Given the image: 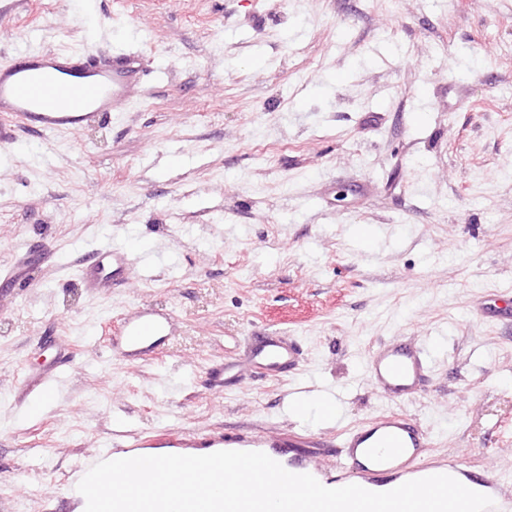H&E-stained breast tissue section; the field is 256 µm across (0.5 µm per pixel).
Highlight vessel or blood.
Instances as JSON below:
<instances>
[{"mask_svg": "<svg viewBox=\"0 0 512 512\" xmlns=\"http://www.w3.org/2000/svg\"><path fill=\"white\" fill-rule=\"evenodd\" d=\"M146 72L141 54L123 50L107 56L34 51L24 60L0 61V144L11 143L15 125H36L46 133L75 132L90 121L111 119L117 106L128 100L131 88ZM95 265L82 276L87 288L124 287L131 267L130 254L123 247H102ZM167 335L166 317L141 311L123 320L113 345L126 359L154 353ZM299 353L295 342L279 336H265L249 353L251 363L263 374L284 372ZM369 376L388 399L400 400L419 394L431 373L428 347L405 341L384 343L369 356ZM308 438L267 439L226 432L195 440L198 448H230L261 451L281 465H288L292 448L308 447ZM432 444L429 433L407 415L388 412L375 420L353 427L340 441V475L330 477L319 469L311 474L325 487L350 484L378 492L394 489L415 479L447 474L465 486L479 485L494 504L489 512H512V493L504 491L497 479L474 480L460 457L433 464L428 460Z\"/></svg>", "mask_w": 512, "mask_h": 512, "instance_id": "obj_1", "label": "vessel or blood"}]
</instances>
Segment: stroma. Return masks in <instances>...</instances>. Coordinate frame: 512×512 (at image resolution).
Listing matches in <instances>:
<instances>
[{"label": "stroma", "instance_id": "stroma-1", "mask_svg": "<svg viewBox=\"0 0 512 512\" xmlns=\"http://www.w3.org/2000/svg\"><path fill=\"white\" fill-rule=\"evenodd\" d=\"M46 49L149 73L107 123L0 145V267L26 281L0 277V512H71L81 464L136 437L305 434L329 469L389 411L512 477V317L480 314L512 296V0H0V58ZM107 245L129 279L89 291ZM143 309L174 331L128 361L106 332ZM264 333L300 346L280 376L247 362ZM397 338L432 360L403 401L367 374Z\"/></svg>", "mask_w": 512, "mask_h": 512}]
</instances>
